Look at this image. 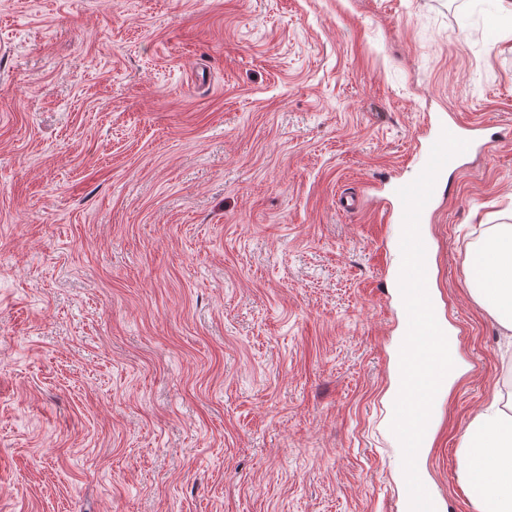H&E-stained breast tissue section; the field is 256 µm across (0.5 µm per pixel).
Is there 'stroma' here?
I'll use <instances>...</instances> for the list:
<instances>
[{"label":"stroma","mask_w":512,"mask_h":512,"mask_svg":"<svg viewBox=\"0 0 512 512\" xmlns=\"http://www.w3.org/2000/svg\"><path fill=\"white\" fill-rule=\"evenodd\" d=\"M499 13L0 0V512H405L381 217L438 115L498 139L420 227L459 376L418 474L472 512L459 438L512 393V334L467 286L512 224Z\"/></svg>","instance_id":"obj_1"}]
</instances>
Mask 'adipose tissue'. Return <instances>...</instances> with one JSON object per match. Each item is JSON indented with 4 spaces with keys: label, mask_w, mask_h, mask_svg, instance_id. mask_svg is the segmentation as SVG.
Returning a JSON list of instances; mask_svg holds the SVG:
<instances>
[{
    "label": "adipose tissue",
    "mask_w": 512,
    "mask_h": 512,
    "mask_svg": "<svg viewBox=\"0 0 512 512\" xmlns=\"http://www.w3.org/2000/svg\"><path fill=\"white\" fill-rule=\"evenodd\" d=\"M468 288L512 331V224L493 225L470 258ZM459 469L474 512H512V395H494L459 439Z\"/></svg>",
    "instance_id": "obj_1"
}]
</instances>
